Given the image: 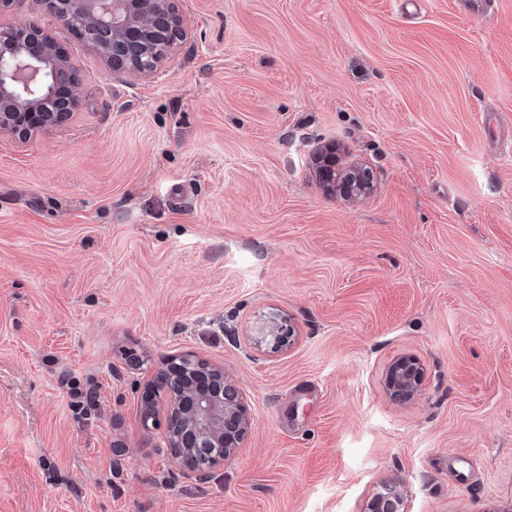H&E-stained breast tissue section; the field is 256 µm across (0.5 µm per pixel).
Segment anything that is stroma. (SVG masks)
Returning a JSON list of instances; mask_svg holds the SVG:
<instances>
[{"mask_svg":"<svg viewBox=\"0 0 512 512\" xmlns=\"http://www.w3.org/2000/svg\"><path fill=\"white\" fill-rule=\"evenodd\" d=\"M457 2L178 0L149 81L39 17L84 100L0 134V512H512V0ZM279 310L295 344L249 345ZM181 354L250 422L205 480L160 446ZM339 181L347 191L351 188L354 195H362L370 191L372 182L369 172L361 168H353L339 175ZM420 385V371L414 359H401L391 367L388 388L394 399L412 398L418 392Z\"/></svg>","mask_w":512,"mask_h":512,"instance_id":"obj_1","label":"stroma"}]
</instances>
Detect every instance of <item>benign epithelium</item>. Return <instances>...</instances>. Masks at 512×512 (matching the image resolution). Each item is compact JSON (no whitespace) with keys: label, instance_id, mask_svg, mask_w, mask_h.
Returning <instances> with one entry per match:
<instances>
[{"label":"benign epithelium","instance_id":"7a95c632","mask_svg":"<svg viewBox=\"0 0 512 512\" xmlns=\"http://www.w3.org/2000/svg\"><path fill=\"white\" fill-rule=\"evenodd\" d=\"M177 0H33L36 10L80 35L84 19L98 32L90 48L106 70L131 77L156 76L174 48L187 39V28L178 12ZM82 102V78L72 58L52 31L38 20L0 30V133L25 140L40 129L65 123ZM327 179L339 180L344 189L362 195L372 188L369 172L353 168ZM296 327L285 314L275 313L250 337L251 344L276 353L292 344ZM190 355L180 357L184 376L175 381L160 373L155 384L167 388L169 416L164 444L182 474L206 478L211 468L229 460L249 421L239 387L224 370L204 363L191 368ZM421 385L417 362L404 358L395 363L388 388L395 399L408 400ZM210 442L226 448L224 455L206 468L194 465L195 446ZM406 495L394 488L373 504V512H399Z\"/></svg>","mask_w":512,"mask_h":512}]
</instances>
